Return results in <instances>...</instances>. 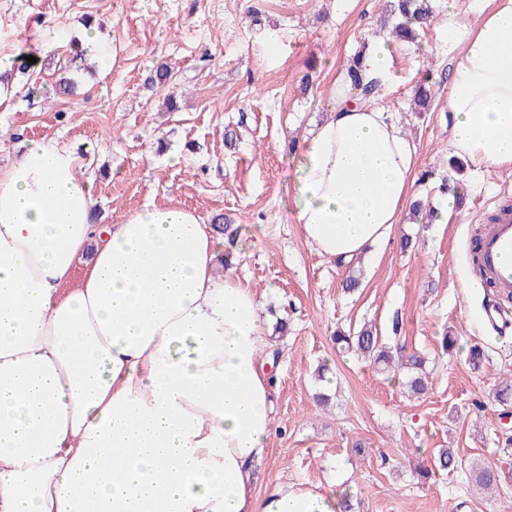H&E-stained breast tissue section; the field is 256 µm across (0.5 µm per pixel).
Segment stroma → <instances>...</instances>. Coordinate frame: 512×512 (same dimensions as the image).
<instances>
[{
  "instance_id": "1",
  "label": "stroma",
  "mask_w": 512,
  "mask_h": 512,
  "mask_svg": "<svg viewBox=\"0 0 512 512\" xmlns=\"http://www.w3.org/2000/svg\"><path fill=\"white\" fill-rule=\"evenodd\" d=\"M431 2L426 33L402 43L383 28L386 0H0V55L24 46L44 59L0 88V167L20 143L53 140L79 154L101 223L151 203L227 218L238 228L233 275L254 288L267 323L287 318L267 367L274 432L257 495L282 484L350 496L354 512H512V415L490 397L512 380V329L495 332L486 293L470 288L472 240L492 198L512 185V166L477 176L451 158L443 24L452 3L464 22L478 15L475 0ZM89 19L112 46L110 66L67 57L68 42L50 35ZM377 38L389 42L393 72L380 103L417 149L412 196L440 206L444 177L457 206L444 224L401 219L381 254L348 267L324 259L294 224L288 147L324 118L332 79ZM162 64L165 91L147 84ZM61 67L77 95L60 93ZM426 76L437 94L418 112ZM405 236L417 244L404 252ZM352 268L361 284L348 293ZM366 322L388 346L426 357L425 395L407 396L394 378L337 354V331ZM446 331L460 341L444 355ZM475 344L487 355L478 373L467 360ZM441 448L454 449L461 468L419 477ZM474 463L498 469L496 491L475 486Z\"/></svg>"
}]
</instances>
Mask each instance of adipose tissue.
Here are the masks:
<instances>
[{
	"label": "adipose tissue",
	"mask_w": 512,
	"mask_h": 512,
	"mask_svg": "<svg viewBox=\"0 0 512 512\" xmlns=\"http://www.w3.org/2000/svg\"><path fill=\"white\" fill-rule=\"evenodd\" d=\"M450 149L512 164V0L449 10ZM291 159V215L328 260L390 241L416 150L334 79ZM73 150L0 168V512H340L306 487L254 492L272 431L270 346L253 288L218 271L196 211L152 204L101 228Z\"/></svg>",
	"instance_id": "1"
}]
</instances>
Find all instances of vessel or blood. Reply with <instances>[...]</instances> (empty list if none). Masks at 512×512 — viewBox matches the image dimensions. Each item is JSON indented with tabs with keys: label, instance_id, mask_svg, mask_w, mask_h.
Returning a JSON list of instances; mask_svg holds the SVG:
<instances>
[{
	"label": "vessel or blood",
	"instance_id": "vessel-or-blood-1",
	"mask_svg": "<svg viewBox=\"0 0 512 512\" xmlns=\"http://www.w3.org/2000/svg\"><path fill=\"white\" fill-rule=\"evenodd\" d=\"M512 254V202L501 201L493 209V219L482 230L479 261L482 280L497 296L512 295V265L504 258Z\"/></svg>",
	"mask_w": 512,
	"mask_h": 512
}]
</instances>
